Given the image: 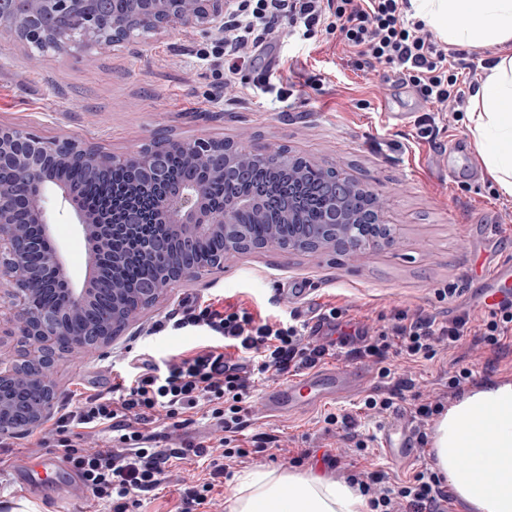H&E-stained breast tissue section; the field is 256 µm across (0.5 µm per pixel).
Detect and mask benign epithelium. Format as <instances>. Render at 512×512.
I'll list each match as a JSON object with an SVG mask.
<instances>
[{
  "instance_id": "obj_1",
  "label": "benign epithelium",
  "mask_w": 512,
  "mask_h": 512,
  "mask_svg": "<svg viewBox=\"0 0 512 512\" xmlns=\"http://www.w3.org/2000/svg\"><path fill=\"white\" fill-rule=\"evenodd\" d=\"M233 2L124 0L125 11L118 14L115 0H0V38L24 43L34 59L47 51L106 54L115 43L137 32L152 33L167 26L221 36L224 15ZM173 150L183 155L195 173L176 185L171 184L166 167L167 154ZM140 157L148 179L122 187L104 208H87L51 177L50 166H79L93 179L126 157L105 153L77 138L47 139L23 128L0 125V281L12 285L14 335L22 359L20 365L0 372V435L38 426L52 415L56 390L51 367L57 357L111 346L137 314L174 283L197 279L247 249L314 252L332 248L357 255L392 246L400 239V227L392 222L381 191L367 189L375 201L376 219L371 224L345 207L344 199L362 185L337 165L330 167L333 190L318 241L284 240L274 230L265 241L253 243L234 217L250 207L259 220H266L272 198L269 188H261L253 199L228 191L220 208L212 207L208 197L210 181L224 180L225 169L234 170L239 178L247 177L251 155L237 149L226 153L221 140L196 139L148 146ZM295 179L294 174L288 176V193L279 198L282 220L290 224L304 219V201L293 188ZM52 187L61 190V203L74 211L86 238L96 240L105 270L115 271L127 260L128 255L115 250V244L131 240L141 260H164L162 276L141 288L135 298L107 273L93 275L84 288H74L63 273L61 249L51 242L47 192ZM208 237L223 239L224 253L213 264L201 267L193 260V247ZM46 289L59 291L65 302L35 306L34 296ZM95 296L105 303L98 318L87 323L83 316ZM31 371L41 380L37 393L23 387L25 373Z\"/></svg>"
}]
</instances>
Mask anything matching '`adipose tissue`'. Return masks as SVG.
I'll return each mask as SVG.
<instances>
[{
  "instance_id": "adipose-tissue-1",
  "label": "adipose tissue",
  "mask_w": 512,
  "mask_h": 512,
  "mask_svg": "<svg viewBox=\"0 0 512 512\" xmlns=\"http://www.w3.org/2000/svg\"><path fill=\"white\" fill-rule=\"evenodd\" d=\"M414 19L451 45L498 48L471 101L468 120L478 154L512 196V0H410ZM437 468L473 512H512V381L466 394L437 420ZM467 449L469 469L458 462ZM229 512H369L360 492L329 475L286 469L237 476Z\"/></svg>"
}]
</instances>
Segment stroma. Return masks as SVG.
Listing matches in <instances>:
<instances>
[{"instance_id":"1","label":"stroma","mask_w":512,"mask_h":512,"mask_svg":"<svg viewBox=\"0 0 512 512\" xmlns=\"http://www.w3.org/2000/svg\"><path fill=\"white\" fill-rule=\"evenodd\" d=\"M214 45L213 35L174 26L118 43L106 56L50 51L35 60L26 45L0 40V124L51 139L78 136L119 156L163 138H212L251 152L286 147L322 164L337 161L362 185L385 193L401 240L355 260L338 251L250 250L223 270L174 284L111 347L60 358L56 406L111 392L142 351L161 361L207 343L198 330L152 332L192 302L240 301L253 312H294L303 321L324 305H345L371 327L400 311L446 319L466 310L477 325L482 313L471 295L486 254L512 259V196L500 193L483 166L465 113H441L436 137H420L418 121L431 104L391 68L356 66L339 39L323 31L278 42V70L247 63L237 90L226 92L196 56ZM49 217L66 273L83 285L94 261L75 220L58 205ZM444 288L457 289V296L440 299ZM494 357V380L512 381V346L496 354L470 335L454 353L416 363L412 391L431 396L449 371L479 372ZM358 404L354 398L291 420L265 418L254 404L236 439L249 448L270 436L291 452L321 453L340 444L336 432L324 429L326 413L353 414ZM208 471L195 458L173 460L169 478L134 512H177L184 488Z\"/></svg>"}]
</instances>
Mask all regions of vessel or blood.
Here are the masks:
<instances>
[{"mask_svg":"<svg viewBox=\"0 0 512 512\" xmlns=\"http://www.w3.org/2000/svg\"><path fill=\"white\" fill-rule=\"evenodd\" d=\"M480 300L489 307L512 304L511 259L501 257L486 263ZM366 380V372L360 366L324 364L265 388L261 394V412L269 418L301 414L355 395ZM377 446L394 466L413 462L417 457L416 437L410 419L401 412L390 417L380 431ZM57 468L54 462L16 459L14 473L18 489L35 498H47L51 503L76 504L87 494L84 485L73 477L64 486H57Z\"/></svg>","mask_w":512,"mask_h":512,"instance_id":"b4317fda","label":"vessel or blood"}]
</instances>
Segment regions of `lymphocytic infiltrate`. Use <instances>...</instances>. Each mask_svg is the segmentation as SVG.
I'll list each match as a JSON object with an SVG mask.
<instances>
[{
    "instance_id": "1",
    "label": "lymphocytic infiltrate",
    "mask_w": 512,
    "mask_h": 512,
    "mask_svg": "<svg viewBox=\"0 0 512 512\" xmlns=\"http://www.w3.org/2000/svg\"><path fill=\"white\" fill-rule=\"evenodd\" d=\"M407 7V0H237L234 15L224 22V76L237 75L249 54H269L275 42L295 35L310 38L321 26L337 33L348 52L366 64L392 68L426 102L444 109L463 108L465 92L451 72L447 49L424 24L405 20ZM283 19L288 22L284 29L279 26ZM322 316L338 336L317 344L310 341L306 322L293 315L284 321L230 302L185 308L173 316V328H206L208 343L159 364L142 359L113 394H90L65 408L54 423L52 448L72 466L87 492L112 512H130L141 497L158 489L172 459L209 460V479L186 489L180 508L202 512L218 507L213 492L230 468L259 455L275 461L283 454L282 448L265 442L243 448L231 440L242 427L259 376L310 369L335 356L337 349L347 348L349 357L372 363L388 381L368 394L361 406L363 415L380 419L395 411L408 386L407 380L395 379L391 358L407 363L433 359L455 351L472 329L466 311L444 320L422 310L400 311L370 333L357 329L348 307L326 308ZM475 380L471 369L455 370L442 394L415 403L419 447H426L427 431L448 401ZM202 408L224 433L218 445H160L159 428H180V416ZM359 418L349 413L325 416L326 425L343 432L342 447L327 455L326 462L367 498L370 512H448L451 493L438 469L427 467L393 482L382 471L354 464V457L363 456L367 448L357 433ZM89 430L108 435L107 446L85 451L82 442Z\"/></svg>"
}]
</instances>
